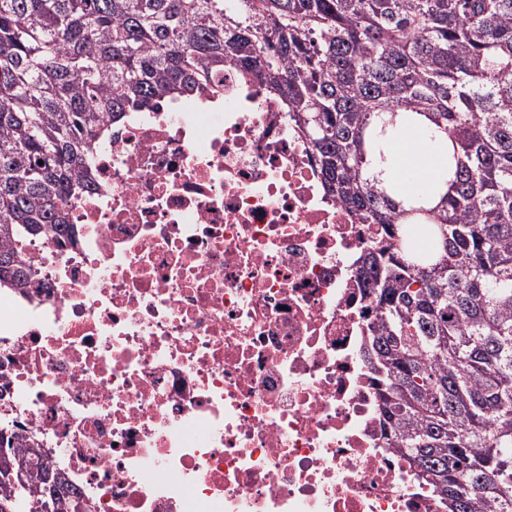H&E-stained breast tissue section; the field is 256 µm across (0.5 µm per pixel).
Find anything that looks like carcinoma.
Returning a JSON list of instances; mask_svg holds the SVG:
<instances>
[{"label": "carcinoma", "mask_w": 512, "mask_h": 512, "mask_svg": "<svg viewBox=\"0 0 512 512\" xmlns=\"http://www.w3.org/2000/svg\"><path fill=\"white\" fill-rule=\"evenodd\" d=\"M239 67L288 102L328 191L388 227L362 348L394 449L443 512H512V0H0V288L57 232L104 122ZM449 135L436 205L384 183L400 115ZM0 512H83L0 432Z\"/></svg>", "instance_id": "obj_1"}]
</instances>
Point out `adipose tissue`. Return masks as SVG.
I'll list each match as a JSON object with an SVG mask.
<instances>
[{
    "mask_svg": "<svg viewBox=\"0 0 512 512\" xmlns=\"http://www.w3.org/2000/svg\"><path fill=\"white\" fill-rule=\"evenodd\" d=\"M447 157V136L432 141L414 125L391 142L386 161L375 162L374 167L384 181L397 182L415 193L441 178Z\"/></svg>",
    "mask_w": 512,
    "mask_h": 512,
    "instance_id": "ef3b65f1",
    "label": "adipose tissue"
}]
</instances>
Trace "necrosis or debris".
Wrapping results in <instances>:
<instances>
[{
	"mask_svg": "<svg viewBox=\"0 0 512 512\" xmlns=\"http://www.w3.org/2000/svg\"><path fill=\"white\" fill-rule=\"evenodd\" d=\"M89 187L0 290V426L91 512H440L384 445L361 357L383 228L328 192L283 99L106 121Z\"/></svg>",
	"mask_w": 512,
	"mask_h": 512,
	"instance_id": "1",
	"label": "necrosis or debris"
}]
</instances>
